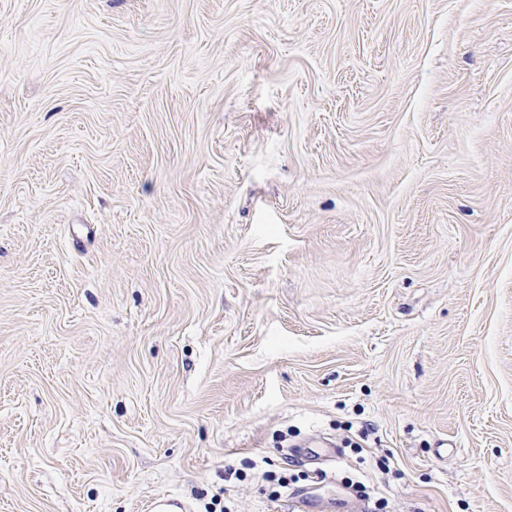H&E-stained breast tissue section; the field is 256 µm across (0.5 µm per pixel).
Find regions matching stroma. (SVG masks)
I'll use <instances>...</instances> for the list:
<instances>
[{
    "label": "stroma",
    "mask_w": 512,
    "mask_h": 512,
    "mask_svg": "<svg viewBox=\"0 0 512 512\" xmlns=\"http://www.w3.org/2000/svg\"><path fill=\"white\" fill-rule=\"evenodd\" d=\"M160 494L512 512V0H0V512Z\"/></svg>",
    "instance_id": "obj_1"
}]
</instances>
